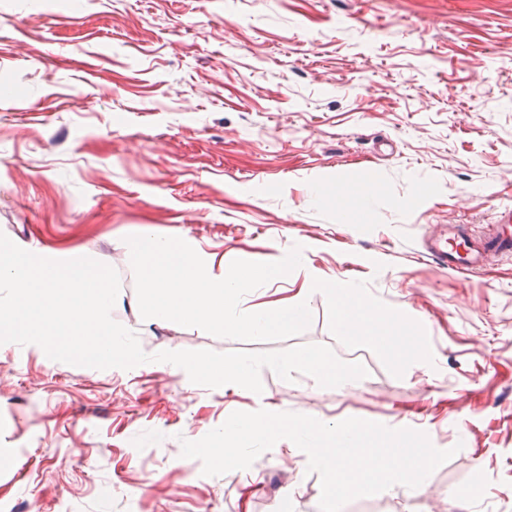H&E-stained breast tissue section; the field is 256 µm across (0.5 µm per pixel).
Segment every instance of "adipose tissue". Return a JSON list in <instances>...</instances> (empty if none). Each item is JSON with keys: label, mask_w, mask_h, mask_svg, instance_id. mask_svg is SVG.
Instances as JSON below:
<instances>
[{"label": "adipose tissue", "mask_w": 512, "mask_h": 512, "mask_svg": "<svg viewBox=\"0 0 512 512\" xmlns=\"http://www.w3.org/2000/svg\"><path fill=\"white\" fill-rule=\"evenodd\" d=\"M336 322L341 334L369 335L395 352L402 361H416L424 356L418 344L402 342L400 331L405 328L406 323L396 314L369 312L360 304L345 299L341 302Z\"/></svg>", "instance_id": "adipose-tissue-1"}]
</instances>
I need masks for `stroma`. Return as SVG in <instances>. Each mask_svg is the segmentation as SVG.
Instances as JSON below:
<instances>
[{"label":"stroma","instance_id":"obj_1","mask_svg":"<svg viewBox=\"0 0 512 512\" xmlns=\"http://www.w3.org/2000/svg\"><path fill=\"white\" fill-rule=\"evenodd\" d=\"M370 184L316 205L310 190ZM186 231L202 257L302 264L244 307L307 301L269 342L146 324L126 236ZM0 233L100 257L113 319L142 350L329 346L366 377L336 388L261 371L262 393L175 365L99 370L0 344V512H319L321 481L283 439L245 470L181 455L235 411L357 417L454 449L423 487L342 512H512V0H0ZM486 244L451 270L433 237ZM335 281L412 324L404 363L336 330Z\"/></svg>","mask_w":512,"mask_h":512}]
</instances>
